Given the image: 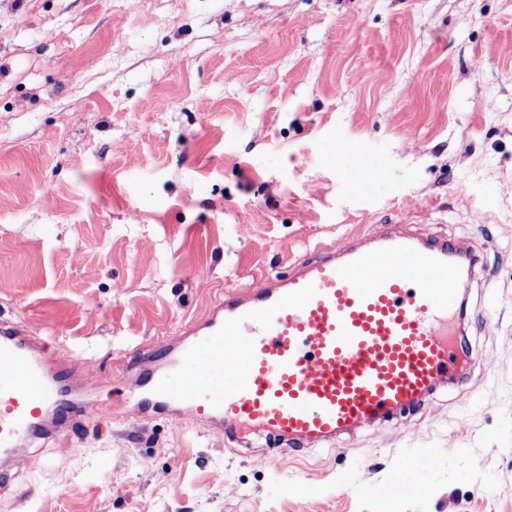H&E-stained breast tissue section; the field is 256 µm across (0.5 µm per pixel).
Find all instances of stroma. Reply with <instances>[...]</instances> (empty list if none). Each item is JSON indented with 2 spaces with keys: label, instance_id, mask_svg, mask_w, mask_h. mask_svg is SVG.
Returning a JSON list of instances; mask_svg holds the SVG:
<instances>
[{
  "label": "stroma",
  "instance_id": "stroma-1",
  "mask_svg": "<svg viewBox=\"0 0 512 512\" xmlns=\"http://www.w3.org/2000/svg\"><path fill=\"white\" fill-rule=\"evenodd\" d=\"M399 230L478 258L419 410L271 461L76 374L114 415L11 462L0 512H512V0H0V320L79 366L124 380L224 294ZM419 448L416 493H369Z\"/></svg>",
  "mask_w": 512,
  "mask_h": 512
}]
</instances>
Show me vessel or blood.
<instances>
[{
    "mask_svg": "<svg viewBox=\"0 0 512 512\" xmlns=\"http://www.w3.org/2000/svg\"><path fill=\"white\" fill-rule=\"evenodd\" d=\"M472 249L385 236L298 261L183 323L163 374L139 370L129 420L151 413L217 423L273 446H319L419 405L458 374L449 324L462 314ZM45 343L0 322V457L66 429L84 408L72 365L48 369ZM435 449L399 463L385 493L411 491L407 468L431 469Z\"/></svg>",
    "mask_w": 512,
    "mask_h": 512,
    "instance_id": "1",
    "label": "vessel or blood"
}]
</instances>
